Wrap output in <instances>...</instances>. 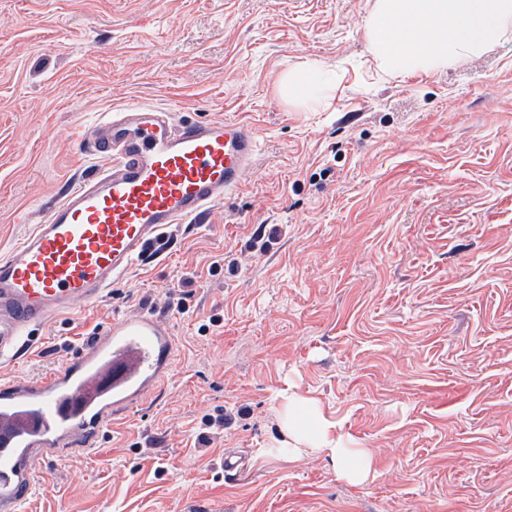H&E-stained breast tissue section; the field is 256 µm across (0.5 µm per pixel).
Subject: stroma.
Here are the masks:
<instances>
[{
  "mask_svg": "<svg viewBox=\"0 0 512 512\" xmlns=\"http://www.w3.org/2000/svg\"><path fill=\"white\" fill-rule=\"evenodd\" d=\"M374 2L0 0V256L31 230L18 212L102 166L72 125L168 106L246 122L261 148L205 223L0 363L45 378L143 312L176 339L154 392L39 464L23 512H512V39L384 75ZM314 62L335 87L283 100L280 77ZM292 395L365 450L364 481L287 455Z\"/></svg>",
  "mask_w": 512,
  "mask_h": 512,
  "instance_id": "1",
  "label": "stroma"
}]
</instances>
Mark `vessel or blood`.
Masks as SVG:
<instances>
[{
	"label": "vessel or blood",
	"mask_w": 512,
	"mask_h": 512,
	"mask_svg": "<svg viewBox=\"0 0 512 512\" xmlns=\"http://www.w3.org/2000/svg\"><path fill=\"white\" fill-rule=\"evenodd\" d=\"M70 136L105 163L0 257V362L25 352L31 330L74 302L101 299L172 226L204 219L240 190L259 155L246 123L178 121L138 105ZM173 348L166 322L122 316L46 378L1 380L0 512H18L38 464L84 451L154 389Z\"/></svg>",
	"instance_id": "b4317fda"
}]
</instances>
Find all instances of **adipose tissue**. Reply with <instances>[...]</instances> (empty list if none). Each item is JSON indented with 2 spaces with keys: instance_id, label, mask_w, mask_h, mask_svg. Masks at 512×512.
Wrapping results in <instances>:
<instances>
[{
  "instance_id": "1",
  "label": "adipose tissue",
  "mask_w": 512,
  "mask_h": 512,
  "mask_svg": "<svg viewBox=\"0 0 512 512\" xmlns=\"http://www.w3.org/2000/svg\"><path fill=\"white\" fill-rule=\"evenodd\" d=\"M370 52L385 73L406 76L435 72L481 54L493 40L512 37V0H375L366 22ZM327 67L313 63L285 74L281 96L308 104ZM292 428H311L317 452L329 455L351 480L367 477L369 464L360 450L332 440V422L306 410L288 418Z\"/></svg>"
}]
</instances>
